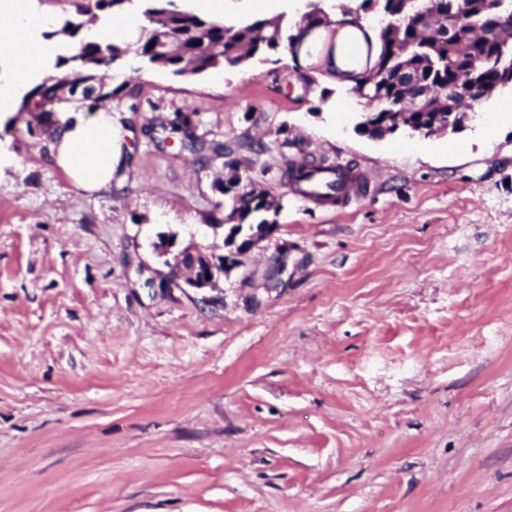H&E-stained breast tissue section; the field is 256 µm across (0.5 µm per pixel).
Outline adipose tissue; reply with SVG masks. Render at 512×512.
Wrapping results in <instances>:
<instances>
[{
    "label": "adipose tissue",
    "mask_w": 512,
    "mask_h": 512,
    "mask_svg": "<svg viewBox=\"0 0 512 512\" xmlns=\"http://www.w3.org/2000/svg\"><path fill=\"white\" fill-rule=\"evenodd\" d=\"M46 16L34 12L30 0H0V45L9 54L10 78L0 83V112H9L35 75L40 50L31 40L33 30L48 26ZM52 162L79 190L96 192L109 186L119 161L116 143L120 130L103 108L63 112L54 121Z\"/></svg>",
    "instance_id": "ef3b65f1"
}]
</instances>
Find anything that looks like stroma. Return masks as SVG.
<instances>
[{"label":"stroma","instance_id":"stroma-1","mask_svg":"<svg viewBox=\"0 0 512 512\" xmlns=\"http://www.w3.org/2000/svg\"><path fill=\"white\" fill-rule=\"evenodd\" d=\"M37 6L33 82L68 79L112 17ZM103 75L141 107L111 103L99 193L52 165L39 113L0 121V512H512V86L457 132L371 138L316 55L177 77L126 53ZM187 131L277 205L276 232L201 291L170 272L224 254L225 169L182 151ZM287 157L368 188L304 198Z\"/></svg>","mask_w":512,"mask_h":512}]
</instances>
